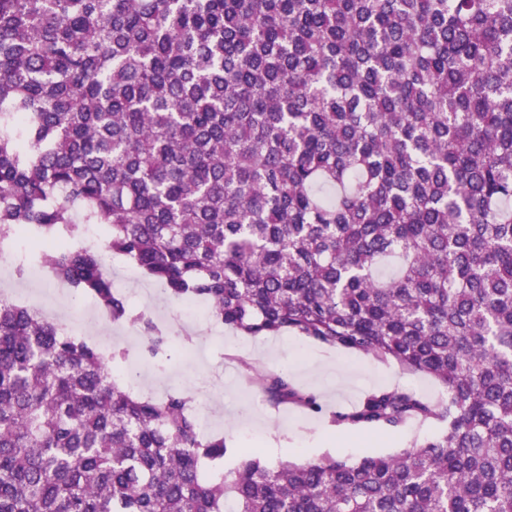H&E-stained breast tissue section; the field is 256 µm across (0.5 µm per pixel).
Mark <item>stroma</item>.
<instances>
[{
	"mask_svg": "<svg viewBox=\"0 0 512 512\" xmlns=\"http://www.w3.org/2000/svg\"><path fill=\"white\" fill-rule=\"evenodd\" d=\"M138 282L139 290H127L125 296L133 308L150 309L153 318L163 319L168 348L165 354L152 355L146 338L137 335L126 357L140 366L146 384L159 383L169 390L185 389L212 398L214 431L224 436L229 452L222 463L208 468V476L235 468L242 448L253 449L271 466L284 460L303 462L325 455L354 462L369 454H392L423 443L445 428L438 421L416 420L393 433H336L328 426L325 411L351 409L378 386L406 389L434 403L443 402L446 391L432 377L403 370L395 362L324 347L292 331L277 336L275 344L266 350L257 349L256 337L229 330L220 344L210 343L207 332L200 328L194 336L182 335L174 323L182 307L167 295L155 307H148L142 291L153 282L143 276ZM194 342L210 343L205 363L192 360L190 345ZM243 358L265 370L288 369L299 387L318 394L322 412L275 407L264 401L239 366Z\"/></svg>",
	"mask_w": 512,
	"mask_h": 512,
	"instance_id": "35a3bbf8",
	"label": "stroma"
}]
</instances>
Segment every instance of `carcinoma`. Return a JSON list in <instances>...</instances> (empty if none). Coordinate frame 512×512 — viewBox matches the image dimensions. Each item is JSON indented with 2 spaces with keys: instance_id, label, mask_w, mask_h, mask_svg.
Wrapping results in <instances>:
<instances>
[{
  "instance_id": "obj_1",
  "label": "carcinoma",
  "mask_w": 512,
  "mask_h": 512,
  "mask_svg": "<svg viewBox=\"0 0 512 512\" xmlns=\"http://www.w3.org/2000/svg\"><path fill=\"white\" fill-rule=\"evenodd\" d=\"M105 249L244 336L296 331L434 378L328 414L396 455L218 481L194 397L0 298V512H512V0H0V234L156 354ZM273 405L322 411L288 371Z\"/></svg>"
}]
</instances>
